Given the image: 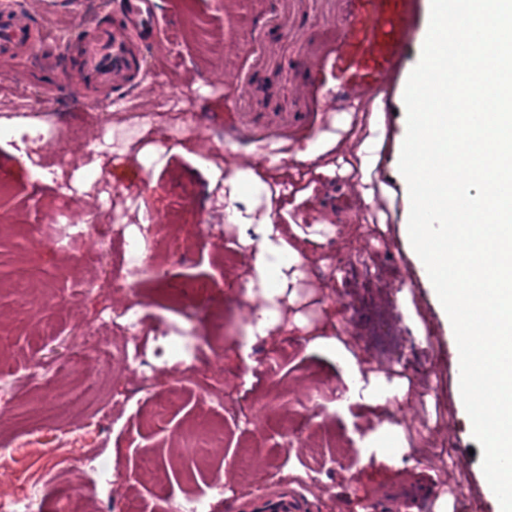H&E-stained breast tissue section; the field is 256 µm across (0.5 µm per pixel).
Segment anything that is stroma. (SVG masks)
I'll use <instances>...</instances> for the list:
<instances>
[{"mask_svg": "<svg viewBox=\"0 0 512 512\" xmlns=\"http://www.w3.org/2000/svg\"><path fill=\"white\" fill-rule=\"evenodd\" d=\"M59 41L92 31L120 0H28ZM162 34L141 50L136 85L118 104L62 91L46 101L24 75L0 70V123L31 113L48 137H0V446L16 449L14 493L32 482L37 512H66L63 492L83 488L84 512H113L116 490L148 512H179L187 495L209 494L210 512H236L240 497L218 484L247 481L260 494L291 483L313 512H372L378 501L419 491L409 512H469L487 493L482 453L446 366L456 341L408 237L410 198L399 171L407 132L402 91L368 98L373 55L366 33L377 0H157ZM431 0H393L415 33L402 77L417 64ZM358 26L349 41L341 32ZM185 95L190 136L141 134L131 115ZM247 179L238 208L270 216L302 272L279 299V325L248 341L261 302L247 288L251 256L226 210L228 184ZM68 203L73 242L54 243L52 222ZM126 210L125 233L95 227ZM138 237L169 288H196L201 301H162L149 282L130 285L117 267ZM237 265L222 262L224 251ZM141 302L140 382L120 362H68L84 322L103 309ZM179 338L202 350L198 380H181L157 345ZM336 341L327 348L323 339ZM287 346L277 375L261 358ZM361 376L345 402L343 374ZM224 388V407L203 384ZM163 420L144 427L155 406ZM191 427L222 431L203 461L180 448ZM299 440L284 447L287 429ZM463 439L449 444V433ZM324 437L330 460L306 477L309 445ZM158 464L142 470V456ZM95 457L107 484H89L80 463ZM251 460L248 472L235 462ZM456 467H449V460Z\"/></svg>", "mask_w": 512, "mask_h": 512, "instance_id": "obj_1", "label": "stroma"}]
</instances>
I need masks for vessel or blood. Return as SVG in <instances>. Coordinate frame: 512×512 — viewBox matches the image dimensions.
<instances>
[{
    "instance_id": "b4317fda",
    "label": "vessel or blood",
    "mask_w": 512,
    "mask_h": 512,
    "mask_svg": "<svg viewBox=\"0 0 512 512\" xmlns=\"http://www.w3.org/2000/svg\"><path fill=\"white\" fill-rule=\"evenodd\" d=\"M155 0H122L118 17L105 21L93 36L76 33L75 51L55 53L45 26L31 19L25 0L0 10V62L12 69L26 67L33 53H41L45 67L33 70V79L54 91L65 84L79 91L105 90L120 98L139 72L137 48L160 34ZM414 29L411 17L384 18L369 32L370 47L380 48L375 77L367 95L396 86L400 48ZM249 512H309L308 500L297 489L274 485L248 503Z\"/></svg>"
}]
</instances>
